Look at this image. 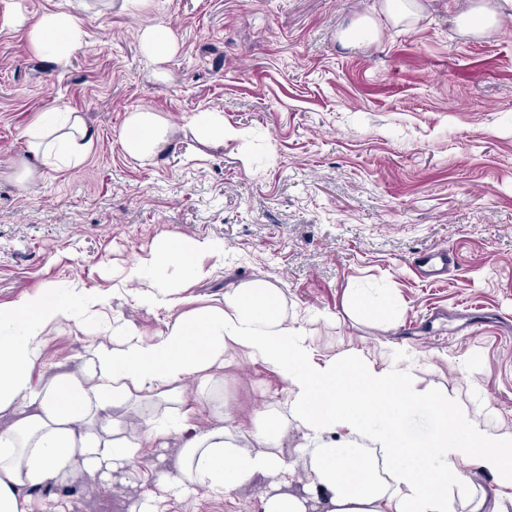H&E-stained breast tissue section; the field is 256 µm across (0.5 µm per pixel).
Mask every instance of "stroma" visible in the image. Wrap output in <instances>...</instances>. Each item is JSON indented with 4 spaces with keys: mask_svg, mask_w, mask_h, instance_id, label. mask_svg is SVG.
<instances>
[{
    "mask_svg": "<svg viewBox=\"0 0 512 512\" xmlns=\"http://www.w3.org/2000/svg\"><path fill=\"white\" fill-rule=\"evenodd\" d=\"M88 36L68 65L39 58L23 30L0 31V305L54 288L82 304L80 324L51 328L33 380L77 369L117 319L154 341L182 305L143 306L125 275L167 235L223 242L180 296L222 303L229 285L264 279L314 338L318 356L358 349L384 363L406 346L419 387L483 406L512 432V19L486 39L457 32L458 0H430L410 28L345 49L338 29L373 0H150L122 11L84 0ZM170 29L177 53L155 76L139 31ZM83 113L97 140L85 161L25 187L24 131L55 107ZM148 109L175 132L136 162L119 134ZM218 109L246 137L214 149L187 126ZM448 254L441 281L425 276ZM391 289L385 333L343 309L345 289ZM97 292L102 306L86 304ZM222 390L251 415L282 397L271 368L239 358ZM176 442L149 443L136 486L85 474L32 495V512H130L172 469ZM265 479L229 495L199 491L164 512H261Z\"/></svg>",
    "mask_w": 512,
    "mask_h": 512,
    "instance_id": "35a3bbf8",
    "label": "stroma"
}]
</instances>
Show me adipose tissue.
Here are the masks:
<instances>
[{"instance_id":"adipose-tissue-1","label":"adipose tissue","mask_w":512,"mask_h":512,"mask_svg":"<svg viewBox=\"0 0 512 512\" xmlns=\"http://www.w3.org/2000/svg\"><path fill=\"white\" fill-rule=\"evenodd\" d=\"M457 30L484 39L512 16V0H464ZM427 0H377L336 37L362 47L379 40L382 23L416 24ZM24 29L34 52L67 64L87 33L68 9L28 22L15 0L0 10V30ZM194 134L216 146L243 138L220 112H197ZM32 162L17 172L26 187L48 171L80 165L94 134L85 116L67 109L39 113L25 130ZM169 127L157 113L130 112L120 134L134 161L157 155ZM209 239L165 240L154 263L199 276L202 256L218 250ZM345 309L373 314L383 328L398 323L396 298L344 292ZM79 307L45 288L0 305V512H32L31 494L78 472L110 480L128 474L144 442L179 441L174 469L158 478L174 496L205 487L222 494L254 477L268 479L261 512H512V432L489 426L479 410L444 390L418 388L408 368L378 364L360 351L320 359L307 330L289 317L279 288L251 280L224 291L220 306L176 318L157 340L144 342L124 328L91 345L78 371H58L33 382L47 331L77 322ZM276 371L285 396L255 414L252 443L231 421V405L217 388L238 354ZM198 382L195 406L181 389ZM142 406L144 430L122 420L121 410ZM427 409L425 433L408 422ZM207 410L211 423L200 426ZM303 431L301 466L287 461L282 442L289 427ZM486 473L490 485L477 483Z\"/></svg>"}]
</instances>
